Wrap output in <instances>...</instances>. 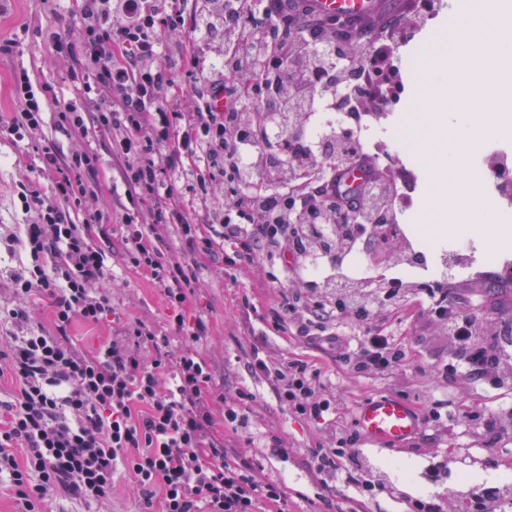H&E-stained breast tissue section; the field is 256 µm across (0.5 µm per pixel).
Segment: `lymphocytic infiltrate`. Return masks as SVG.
<instances>
[{"mask_svg": "<svg viewBox=\"0 0 512 512\" xmlns=\"http://www.w3.org/2000/svg\"><path fill=\"white\" fill-rule=\"evenodd\" d=\"M166 2L76 0L88 64L69 72L73 94L59 101L57 119L77 144L66 160L49 147L39 154V171L53 180L51 195L24 186L17 193L30 216L24 248L31 264L13 276L16 304L5 311L23 333L0 350V377L18 384L11 400L0 401V483L12 491L18 512H40L51 492L88 504L108 500L121 477L144 500L160 496L161 512H288L283 486L260 480L254 463L229 456L223 439L210 434L212 373L196 348L207 333L202 318L176 316L181 347L175 352L167 351L168 339L156 326L142 322L98 355L74 347V321L95 324L112 311L104 286L108 268L93 240L104 216L72 177L91 162L82 145L85 113H97L100 125L119 135L129 262L178 310L194 294L196 277L191 265L165 258L158 228L179 225L192 252L198 227L163 180L164 170L190 169L200 186L223 179L224 264L230 268L272 249L350 253L359 245V225L376 224L390 210L392 182L373 176L356 190L344 183L343 173L359 161L349 138L328 131L314 150L301 136L319 105L361 112L386 107V99L369 90L375 44L403 31L404 19L338 22L306 6L294 19L281 14L277 0H213L224 53L233 59L211 89L223 95L224 109L213 111L205 99L193 111L177 112L168 105L173 80L153 66L161 53L159 29L182 26ZM271 75L281 99L278 122L288 134L275 166L266 160L268 144L253 134L254 102ZM14 90L20 108L0 117V136L36 139L51 89L34 86L21 70ZM246 147L251 154L244 168L238 157ZM257 175L258 187L241 190ZM75 211L81 223L72 221ZM322 285L336 298L337 322L361 326L356 347L341 350L340 361L361 375L405 365L408 353L397 332L377 317L382 304L401 301L406 289L333 274ZM44 294L53 300L50 332L30 325L28 302ZM424 309L447 344L448 360L435 369L439 377L459 373L492 387L512 380V339L494 331L483 314L449 305L443 288L427 290ZM250 367L269 377L280 402L297 414L320 420L328 413L319 370L302 361L276 366L259 350ZM358 439L350 433L338 447L313 449L312 457L317 470H344L346 481L372 494L379 484L354 465Z\"/></svg>", "mask_w": 512, "mask_h": 512, "instance_id": "f902f5d3", "label": "lymphocytic infiltrate"}]
</instances>
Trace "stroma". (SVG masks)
I'll return each mask as SVG.
<instances>
[{
	"instance_id": "1",
	"label": "stroma",
	"mask_w": 512,
	"mask_h": 512,
	"mask_svg": "<svg viewBox=\"0 0 512 512\" xmlns=\"http://www.w3.org/2000/svg\"><path fill=\"white\" fill-rule=\"evenodd\" d=\"M175 2L183 29L178 33L161 31L162 56L170 76L192 95L211 81L223 79L224 34L209 22V0ZM82 28L83 19L70 0H0V44H14L12 52L0 53V115L18 108L13 87L16 71L27 70L34 85L50 86L55 95L45 105V124L35 141L16 143L0 138V304L12 302L10 278L29 261L22 244L23 226L29 217L17 199L19 186L25 183L49 194L50 181L30 167L34 155L39 148L51 146L65 157L74 145L69 132L56 123L55 100L69 95L67 73L81 67L82 53L76 50L72 57H64L54 43L59 38L78 43ZM85 125L83 144L97 162L93 168L80 170L78 176L87 190L95 192V205L107 218L95 242L106 254L112 312L97 324L74 321L69 334L81 352L95 355L112 336L123 334L127 323L141 321L157 326L169 336L170 351H177L181 343L175 336L173 310L150 277L129 263L120 229L127 199L124 163L117 145L111 131L97 124L94 114H87ZM223 197V188L216 185L198 192L188 205L203 236L212 240V249L186 255L174 224L165 226L163 236L169 256L189 259L196 268V291L183 314L189 320L202 317L207 324L198 350L212 372L215 410H222L225 399L239 393L253 396L247 404L244 427L232 430L219 420L212 428L228 453L254 460L263 480L282 484L288 493V512H408L410 502L417 498L432 499L444 507L454 499L462 479L472 487L496 486L503 498L512 500V436L500 441L490 455L474 432L459 426L456 419L462 411L492 414L512 407V386L497 389L461 375L446 384L416 371L422 358L443 356L440 346L431 342L439 334L437 325L427 318L419 300L409 301L392 316L411 365L386 376H359L338 361L336 342L352 341L353 328L339 329L327 320L306 336L293 328L279 329L275 316L284 305L302 312L309 308L308 293L302 288L308 278L307 264L276 253L226 269L219 243L220 216L215 208ZM504 262L512 264V248L491 257L484 240H477L465 264L444 283L450 295L462 297L463 312L476 308L512 322V277L497 276ZM495 278L500 281L497 293L485 291L483 282ZM256 348L275 363L301 359L320 367L328 381L324 396L331 402L329 415L311 421L281 404L273 382L250 368ZM381 393L441 402L449 418L439 424L424 419L419 436L406 449L386 451L359 443L358 460L363 469L386 487L384 494L371 496L336 472L318 471L311 451L335 447L337 429L354 427L358 406ZM44 508L46 512H150L124 480L105 502L90 506L52 493Z\"/></svg>"
}]
</instances>
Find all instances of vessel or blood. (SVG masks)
Here are the masks:
<instances>
[{
    "label": "vessel or blood",
    "instance_id": "b4317fda",
    "mask_svg": "<svg viewBox=\"0 0 512 512\" xmlns=\"http://www.w3.org/2000/svg\"><path fill=\"white\" fill-rule=\"evenodd\" d=\"M313 6L325 17L365 19L379 12L381 0H314ZM356 424L367 444L388 451L409 447L422 429L413 405L393 394H379L362 402Z\"/></svg>",
    "mask_w": 512,
    "mask_h": 512
}]
</instances>
